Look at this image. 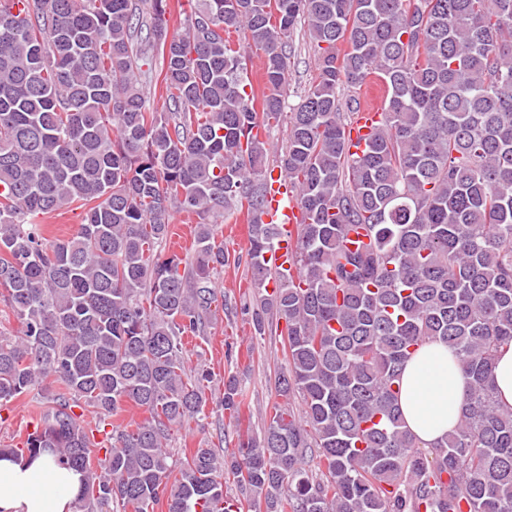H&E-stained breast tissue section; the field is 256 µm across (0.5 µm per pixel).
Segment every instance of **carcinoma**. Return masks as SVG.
Instances as JSON below:
<instances>
[{
  "label": "carcinoma",
  "mask_w": 512,
  "mask_h": 512,
  "mask_svg": "<svg viewBox=\"0 0 512 512\" xmlns=\"http://www.w3.org/2000/svg\"><path fill=\"white\" fill-rule=\"evenodd\" d=\"M21 3L0 0V301L22 321L0 335V408L59 384L25 447L80 472L77 512H512V409L493 385L512 344V0H194L183 36L167 0ZM300 20L318 77L279 168L301 218L255 327L285 321L275 390L301 416L278 404L237 452L175 460L172 427L204 415L209 381L188 376L183 338L206 335L229 262L209 218L265 207ZM240 31L264 55L260 99ZM155 58L159 108L141 67ZM373 75L382 121L354 153V92ZM69 208L66 239L32 222ZM175 211L200 218L185 257L161 250ZM281 238L250 222L255 287ZM428 342L468 388L458 427L424 448L398 394ZM223 402L239 414L233 378ZM127 404L149 418L103 432Z\"/></svg>",
  "instance_id": "1"
}]
</instances>
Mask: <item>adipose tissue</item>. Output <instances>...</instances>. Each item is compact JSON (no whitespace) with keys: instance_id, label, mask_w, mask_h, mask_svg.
I'll list each match as a JSON object with an SVG mask.
<instances>
[{"instance_id":"adipose-tissue-1","label":"adipose tissue","mask_w":512,"mask_h":512,"mask_svg":"<svg viewBox=\"0 0 512 512\" xmlns=\"http://www.w3.org/2000/svg\"><path fill=\"white\" fill-rule=\"evenodd\" d=\"M467 385L442 343H428L408 360L399 407L417 441L432 446L456 427ZM78 487V475L49 455L32 462L0 459V512H72Z\"/></svg>"}]
</instances>
